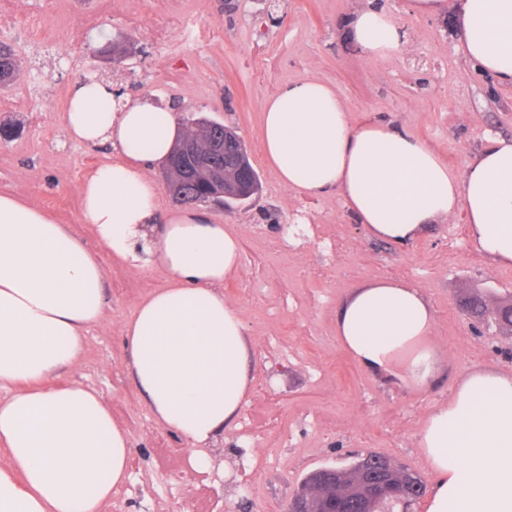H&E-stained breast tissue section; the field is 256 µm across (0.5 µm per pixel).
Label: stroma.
<instances>
[{
  "label": "stroma",
  "instance_id": "obj_1",
  "mask_svg": "<svg viewBox=\"0 0 512 512\" xmlns=\"http://www.w3.org/2000/svg\"><path fill=\"white\" fill-rule=\"evenodd\" d=\"M22 24L0 33L20 74L0 87V121L22 127L0 139V192L52 214L88 246L82 185L106 161L103 147L69 139L64 120L75 83L98 76L130 96L173 104L177 117L201 113L233 127L257 171L249 204L208 214L235 232L241 269L224 288L254 345L253 381L224 462L202 471L191 448L161 428L133 383L121 338L124 321L162 270L141 273L104 259L107 307L86 338L75 379L96 388L131 440L130 478L103 512H284L311 471L382 454L432 482L418 434L466 374L512 376V334L479 333L461 307L474 292L489 306L512 301V267L473 244L463 215L430 225L405 246L371 236L336 196L302 197L283 186L260 148L267 97L280 85L317 78L335 86L351 122L383 118L410 129L449 166L464 169L491 138H512V86L474 69L450 14L415 17L407 0H376L408 31L387 60H365L340 40L358 0H24ZM96 22L81 41L70 21ZM133 53L103 56L115 35ZM345 239L350 248L336 252ZM404 281L435 312L429 338L433 377L408 385L360 366L336 337V309L352 288Z\"/></svg>",
  "mask_w": 512,
  "mask_h": 512
}]
</instances>
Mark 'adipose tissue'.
<instances>
[{
	"instance_id": "1",
	"label": "adipose tissue",
	"mask_w": 512,
	"mask_h": 512,
	"mask_svg": "<svg viewBox=\"0 0 512 512\" xmlns=\"http://www.w3.org/2000/svg\"><path fill=\"white\" fill-rule=\"evenodd\" d=\"M453 8L470 62L512 85V0H408L410 13ZM344 33L364 59L404 51V27L371 0ZM336 89L308 78L279 86L265 106L262 148L297 195L339 197L357 223L398 245L464 214L476 246L512 265V139H491L464 171L403 126L352 124ZM72 139L109 149L83 187L92 250L46 211L0 194V512H102L129 478L130 439L100 393L74 372L107 300L102 254L162 269L164 287L124 322L128 370L155 421L185 439L201 468L238 418L251 384L252 341L224 285L241 268L238 237L194 208L164 214L152 162L173 149L174 112L147 98L116 104L108 83L76 85L65 105ZM435 317L401 282L351 289L336 336L368 372L415 384L433 376ZM433 476L426 512H512V377L475 371L420 431Z\"/></svg>"
}]
</instances>
